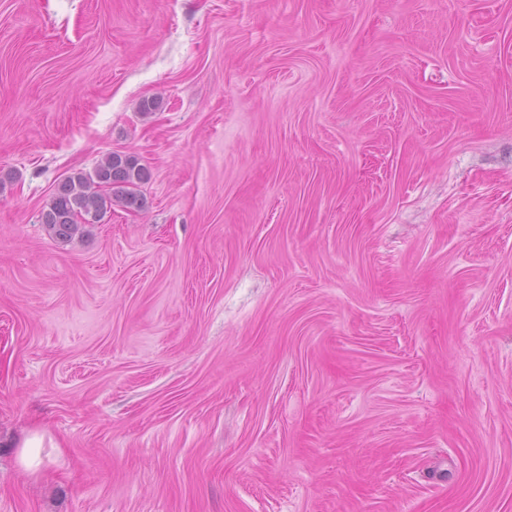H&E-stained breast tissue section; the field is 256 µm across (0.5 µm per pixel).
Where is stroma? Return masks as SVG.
I'll use <instances>...</instances> for the list:
<instances>
[{"label":"stroma","instance_id":"1","mask_svg":"<svg viewBox=\"0 0 512 512\" xmlns=\"http://www.w3.org/2000/svg\"><path fill=\"white\" fill-rule=\"evenodd\" d=\"M0 512H512V0H0ZM150 176L149 168L135 155L112 152L93 173L75 172L61 182L42 213L43 224L65 239L83 232L87 225L101 223L114 202L142 209L145 201L135 188Z\"/></svg>","mask_w":512,"mask_h":512}]
</instances>
